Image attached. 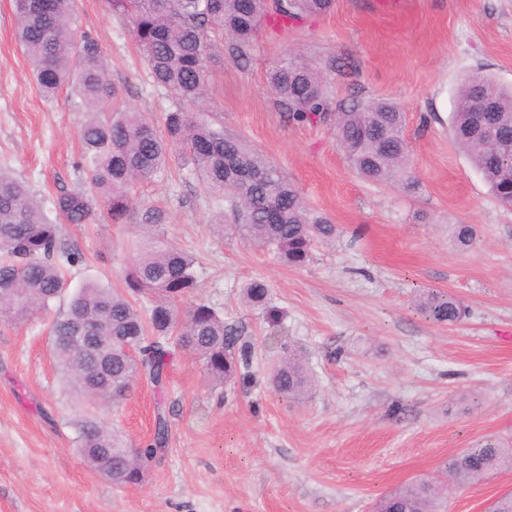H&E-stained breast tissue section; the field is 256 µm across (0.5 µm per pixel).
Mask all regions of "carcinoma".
<instances>
[{
    "mask_svg": "<svg viewBox=\"0 0 512 512\" xmlns=\"http://www.w3.org/2000/svg\"><path fill=\"white\" fill-rule=\"evenodd\" d=\"M126 15L131 33L154 82L177 106L164 117L159 133L147 116L125 108L111 113L106 105L117 95L103 47L75 25V0H13L16 39L33 63L32 77L46 97L69 88L87 112L80 129L83 150L76 167L85 175L77 188L58 195L49 217L42 200L27 185L0 170V316L22 321L50 304L67 288L54 257L70 263L81 255L65 245L62 224H122L137 237L124 273L126 288L88 282L71 295L68 312L51 327L54 355L65 381L81 397L103 410L115 408L134 385L155 388L166 382L174 349L202 361L217 385L234 380L238 364H247L251 348L238 345L236 331L225 325L203 300L183 309L176 302L195 292V258L173 244L164 231L166 210L139 198L141 184L177 165L216 199L230 205L234 229L243 239L273 250L290 267L310 260L317 242L336 239L338 228L313 210L295 184L256 147L212 121V65L217 46L229 38L237 53L247 50L266 22L283 29L307 15L331 11L335 0H253L244 13L238 0H105ZM489 97L488 121L499 139L480 129L476 86ZM269 89L297 122L320 120L330 101L323 64L294 49L274 63ZM406 116L389 100L354 104L336 113V136L353 171L383 185L415 189L408 170L403 137ZM512 87L479 71L459 84L452 115L453 141L469 157L492 195L512 206ZM457 244L470 247L474 228L458 224ZM241 295L251 308L275 317L270 291L262 280L246 282ZM418 309L439 324L462 321V303L429 291ZM270 383L290 402H303L315 380L303 354L284 351ZM167 420L156 416L151 443L130 448L122 432L95 418L79 426L76 451L113 485L133 484L131 472L145 468L166 443ZM512 469V441L487 440L455 456L430 477H417L382 497L373 512H447L445 493L455 485Z\"/></svg>",
    "mask_w": 512,
    "mask_h": 512,
    "instance_id": "obj_1",
    "label": "carcinoma"
}]
</instances>
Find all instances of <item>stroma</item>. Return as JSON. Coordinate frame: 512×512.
I'll use <instances>...</instances> for the list:
<instances>
[{"mask_svg":"<svg viewBox=\"0 0 512 512\" xmlns=\"http://www.w3.org/2000/svg\"><path fill=\"white\" fill-rule=\"evenodd\" d=\"M336 0L331 13L279 40L259 32L246 57L224 50L213 66L211 118L280 168L310 206L339 228L293 268L275 253L216 232L219 209L195 179L170 170L143 197L169 213L168 238L198 261L196 298L223 315L251 363L212 386L200 362L175 352L163 390L139 383L104 415L133 447L168 421L164 451L141 483L118 488L75 450L80 422L98 415L66 384L50 335L68 310L21 324L0 321V512H371L380 496L485 439L512 435V207L501 204L452 140L449 118L464 74L512 85V0ZM79 30L99 38L118 94L110 107L173 109L135 46L128 18L105 0H77ZM12 0H0V167L45 202L84 179L75 162L86 114L61 90L44 98L14 38ZM291 48L327 64L332 110L391 100L405 112L415 191L358 177L333 118L289 120L270 93L273 62ZM473 225L460 248L452 229ZM81 255L64 266L70 287L123 288L130 233L110 223L64 224ZM260 279L278 322L244 304ZM439 290L468 308L440 325L414 305ZM316 376L304 403L269 383L285 347ZM512 491V470L455 490L449 512H487Z\"/></svg>","mask_w":512,"mask_h":512,"instance_id":"stroma-1","label":"stroma"}]
</instances>
